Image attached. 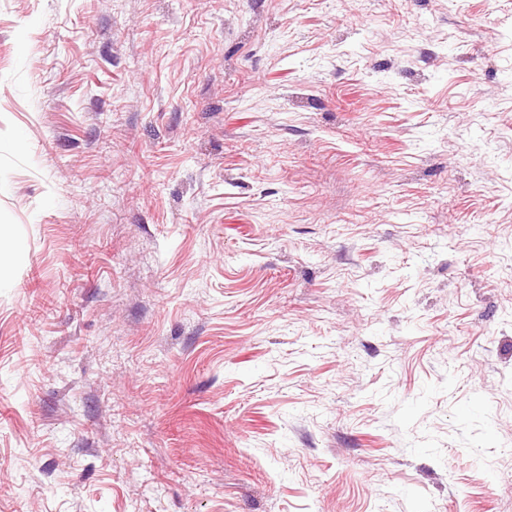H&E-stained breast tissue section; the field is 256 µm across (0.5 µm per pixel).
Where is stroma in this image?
Listing matches in <instances>:
<instances>
[{"instance_id":"1","label":"stroma","mask_w":512,"mask_h":512,"mask_svg":"<svg viewBox=\"0 0 512 512\" xmlns=\"http://www.w3.org/2000/svg\"><path fill=\"white\" fill-rule=\"evenodd\" d=\"M0 512H512V0H0Z\"/></svg>"}]
</instances>
